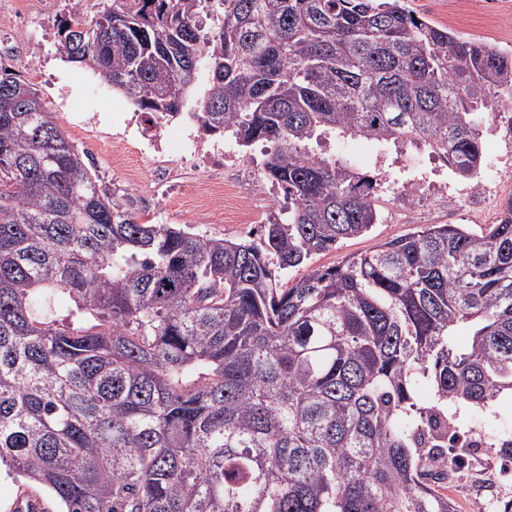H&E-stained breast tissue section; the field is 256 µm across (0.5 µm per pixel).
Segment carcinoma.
I'll use <instances>...</instances> for the list:
<instances>
[{
	"label": "carcinoma",
	"instance_id": "carcinoma-1",
	"mask_svg": "<svg viewBox=\"0 0 512 512\" xmlns=\"http://www.w3.org/2000/svg\"><path fill=\"white\" fill-rule=\"evenodd\" d=\"M57 36L151 117L265 146L288 208L250 241L141 222L0 68V466L59 512H456L459 408L512 394V197L310 262L381 221L350 141L480 185L512 51L407 0H111Z\"/></svg>",
	"mask_w": 512,
	"mask_h": 512
}]
</instances>
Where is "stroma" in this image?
<instances>
[{"mask_svg": "<svg viewBox=\"0 0 512 512\" xmlns=\"http://www.w3.org/2000/svg\"><path fill=\"white\" fill-rule=\"evenodd\" d=\"M99 0H0V33L12 36L9 53L0 55V65L23 76L37 89L56 121L75 144L88 151L94 168L107 187L130 186L133 193L156 197L166 224L189 226L192 232L231 240L253 236L264 223L271 207L287 206L285 196L272 189L261 175L260 147L238 153L224 163L221 187L226 192L223 209L211 204L208 193L198 188L202 171L184 167L175 155H168L172 167L173 186L159 188L150 176L151 164L141 159L135 150H128L125 159L112 160V136L124 129L113 121L115 113L134 114L128 100L110 87L91 92L97 77L87 69L64 61L58 48L56 25L71 8L94 16ZM409 9L440 26H452L459 36L512 49V33L503 29L490 32L488 15L502 16L512 23V0H471L465 23L450 24L451 0H407ZM82 113L84 125H76L75 113ZM512 148V128L500 123L494 135L486 137L483 152L489 162L502 168L501 186L491 202L469 198V186L463 181H449L448 172L437 169L436 159L427 153H416L420 167L430 171L431 187L417 197L402 198L385 193L382 222L359 238L346 239L336 248L318 254L313 263L332 266L354 252L374 249L385 239L405 235L424 224H466L474 231L494 223L502 200L512 196V158L506 157ZM250 202L246 213H238L236 197ZM469 437L476 447L467 449L458 466L449 495L458 512H473L475 503H482L483 512H505L512 506V448L492 446V437L512 433V399L502 398L496 408L461 412Z\"/></svg>", "mask_w": 512, "mask_h": 512, "instance_id": "1", "label": "stroma"}]
</instances>
